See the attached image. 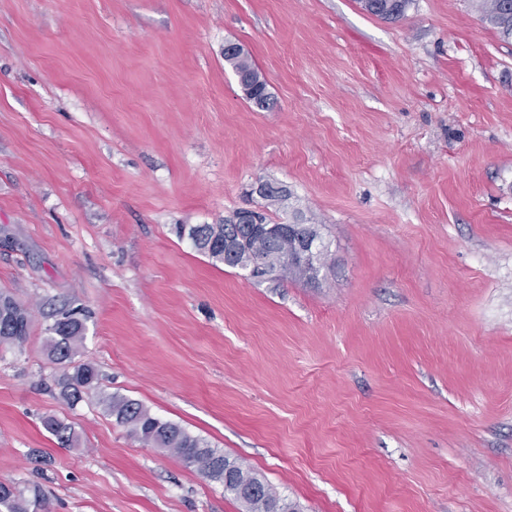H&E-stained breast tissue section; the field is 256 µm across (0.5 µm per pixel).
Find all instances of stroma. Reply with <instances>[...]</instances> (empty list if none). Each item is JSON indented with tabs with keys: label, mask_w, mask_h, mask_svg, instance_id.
I'll return each instance as SVG.
<instances>
[{
	"label": "stroma",
	"mask_w": 512,
	"mask_h": 512,
	"mask_svg": "<svg viewBox=\"0 0 512 512\" xmlns=\"http://www.w3.org/2000/svg\"><path fill=\"white\" fill-rule=\"evenodd\" d=\"M266 80L255 108L224 61ZM279 183L322 225L320 280L196 252ZM0 481L50 512H247L93 402L80 359L300 512H512V40L471 0H0ZM73 424L59 447L41 419ZM365 12L386 21H397L404 17L411 0H358ZM224 49V61L234 70L244 94L259 110H268L271 106V96L267 84L258 71L243 53L242 48L234 42H227ZM31 324L29 309L10 293H0V344L20 347L27 340Z\"/></svg>",
	"instance_id": "stroma-1"
}]
</instances>
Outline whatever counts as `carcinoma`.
Here are the masks:
<instances>
[{"instance_id":"obj_1","label":"carcinoma","mask_w":512,"mask_h":512,"mask_svg":"<svg viewBox=\"0 0 512 512\" xmlns=\"http://www.w3.org/2000/svg\"><path fill=\"white\" fill-rule=\"evenodd\" d=\"M473 2L486 23L503 38H512V0ZM410 3L411 0H358L362 10L386 21H397L404 17ZM227 45L224 61L234 70L247 100L260 110L269 109L271 96L265 80L238 44L229 41ZM253 216L257 220L255 224H235L231 219L218 224H178L176 233L179 238L188 239L197 252L215 261L225 262L230 268L258 254L272 261L280 259L286 250L295 256L299 254L305 228L278 224V231L271 233L268 231L271 218L267 214L255 212ZM228 240L237 243V253L227 261L224 258V243ZM324 267L322 260L317 264L296 261L290 265L284 262L278 278L316 282ZM30 324L29 309L10 293L1 292L0 344L22 346L29 335ZM85 331L84 314L79 309L60 312L48 328L45 349L51 361L58 366L57 384L64 402L72 406L86 396L94 397L95 404L103 413L125 427L130 435L176 455L205 478L224 485V491L245 503L248 512H297L294 504L277 495L267 482L238 459L212 447L182 426L156 417L140 401L102 389L97 368L78 361ZM42 425L62 448H71L78 442L73 425L55 415L43 417ZM0 508L5 512H49V503L37 485L21 488L13 483L0 482Z\"/></svg>"}]
</instances>
